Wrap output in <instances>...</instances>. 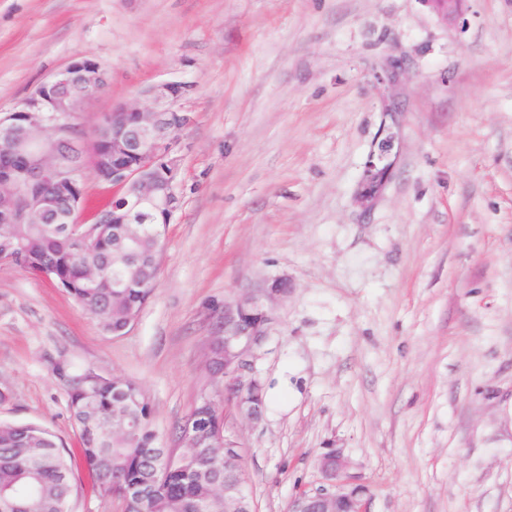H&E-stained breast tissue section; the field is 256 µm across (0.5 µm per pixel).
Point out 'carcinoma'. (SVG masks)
Wrapping results in <instances>:
<instances>
[{
    "label": "carcinoma",
    "mask_w": 512,
    "mask_h": 512,
    "mask_svg": "<svg viewBox=\"0 0 512 512\" xmlns=\"http://www.w3.org/2000/svg\"><path fill=\"white\" fill-rule=\"evenodd\" d=\"M0 239L14 245V265L53 277L103 329L126 326L153 297L159 269L149 263L155 251L145 237L122 246L108 234L85 252L75 253L66 237L48 224H0ZM91 266L99 268L87 281ZM52 377L64 389L79 456L72 455L50 430L34 424L0 422V500L14 512H68L78 486V463L86 466L91 488L104 503L141 485L144 498L126 501L127 512H224L215 482L224 480V455L192 448L186 458L173 448L155 446L152 409L141 386L109 376L93 365L75 368L60 355L50 362ZM188 415L224 434V404L198 397Z\"/></svg>",
    "instance_id": "cac0c4a2"
}]
</instances>
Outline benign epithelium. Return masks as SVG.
<instances>
[{"label": "benign epithelium", "instance_id": "benign-epithelium-1", "mask_svg": "<svg viewBox=\"0 0 512 512\" xmlns=\"http://www.w3.org/2000/svg\"><path fill=\"white\" fill-rule=\"evenodd\" d=\"M442 20L456 18L461 0H424ZM108 82V72L97 61L83 58L42 81L22 104L0 115V131L8 147L0 151V223L54 224L83 251L94 224H85L75 213L82 205L81 174L89 163L90 149L77 140L69 117L99 93ZM191 86L185 82L146 85L138 91L145 105L125 104L112 109L96 128L112 124V139L99 148L96 162L105 181L120 178L122 195L112 206L114 213L100 225L119 224L118 240L150 236L157 251L163 249L161 225L168 224L179 207L174 191L183 144L181 133L194 123L192 113L181 107ZM49 184L74 196L71 212L61 216L49 196L28 191L27 183ZM268 315L255 301L224 305V361L212 368L213 384L224 381L237 390L228 414L258 421L264 412V394L255 377L250 357L265 338ZM224 385L216 392L223 393ZM317 468L322 484L293 498L288 512H369L370 490L356 465L341 452L321 456ZM225 512H256L250 479L243 472L224 477Z\"/></svg>", "mask_w": 512, "mask_h": 512}]
</instances>
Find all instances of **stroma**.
<instances>
[{
	"mask_svg": "<svg viewBox=\"0 0 512 512\" xmlns=\"http://www.w3.org/2000/svg\"><path fill=\"white\" fill-rule=\"evenodd\" d=\"M81 58L109 73L71 118L86 144L144 85H193L181 206L121 336L0 263V421L76 447L62 355L138 381L173 447L215 311L252 298L266 407L226 433L259 512L319 484L332 448L370 512H512V0H463L450 23L424 0H0V111Z\"/></svg>",
	"mask_w": 512,
	"mask_h": 512,
	"instance_id": "obj_1",
	"label": "stroma"
}]
</instances>
